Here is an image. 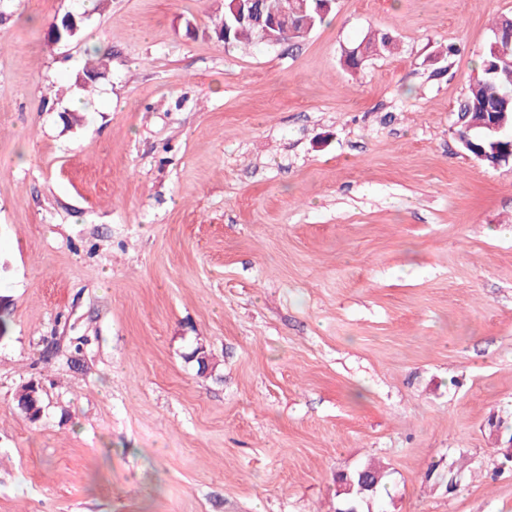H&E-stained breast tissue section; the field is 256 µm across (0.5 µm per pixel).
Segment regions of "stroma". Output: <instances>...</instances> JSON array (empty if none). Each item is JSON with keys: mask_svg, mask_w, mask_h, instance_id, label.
<instances>
[{"mask_svg": "<svg viewBox=\"0 0 512 512\" xmlns=\"http://www.w3.org/2000/svg\"><path fill=\"white\" fill-rule=\"evenodd\" d=\"M219 2L0 22V512H336L369 460L387 512H512V163L456 135L512 0H337L247 47ZM375 30L397 54L346 68ZM91 10H84L83 12H67L61 19L60 24L57 21L51 23L48 33H50L51 40L55 43L61 42L62 40L72 38L78 32L80 25L83 24L88 18L90 11L94 13L99 10L101 2L104 0H97ZM307 15L312 18L313 23L311 24L308 20L301 21L297 27L288 26V24L281 23L277 18L268 19L261 29V35L258 31V26H246L239 28L235 34L231 35V43L239 44L243 42L254 43L255 41H261L267 45L273 46L272 44L282 43L292 39H298L307 36L313 27L321 25L327 16L332 12L320 13L316 11L315 2H307ZM269 42V43H266Z\"/></svg>", "mask_w": 512, "mask_h": 512, "instance_id": "35a3bbf8", "label": "stroma"}]
</instances>
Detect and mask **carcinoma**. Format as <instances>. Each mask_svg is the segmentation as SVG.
I'll return each instance as SVG.
<instances>
[{
    "label": "carcinoma",
    "instance_id": "1",
    "mask_svg": "<svg viewBox=\"0 0 512 512\" xmlns=\"http://www.w3.org/2000/svg\"><path fill=\"white\" fill-rule=\"evenodd\" d=\"M261 15L280 16L289 21L299 18L302 0H259ZM261 40L258 26H246L231 35V43H253ZM365 50L373 56L378 52H393L397 49L394 40L386 33L373 32L362 40ZM457 112L464 116V124L468 130H458L460 139L464 140V148L476 156L487 153L493 159L508 162L509 143L512 138V15L502 14L496 17L491 26V37L483 52L481 65L471 78L465 97L459 102ZM495 123L502 127L493 132L484 127L486 123ZM366 474L378 480L375 489L368 498L379 499L386 491L385 471L375 464L368 463L350 471L342 479H350L353 488L344 492L341 508L345 509L358 496V480L360 474Z\"/></svg>",
    "mask_w": 512,
    "mask_h": 512
}]
</instances>
